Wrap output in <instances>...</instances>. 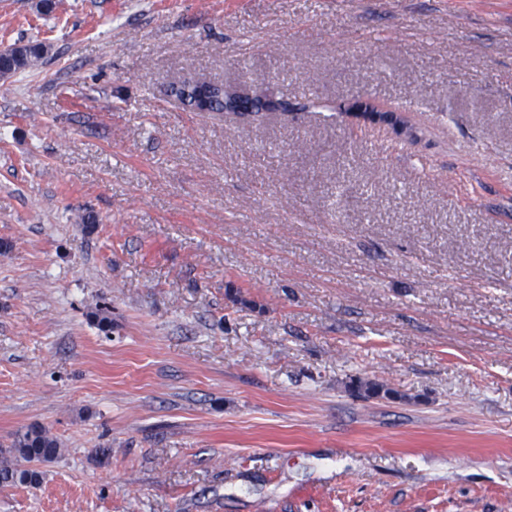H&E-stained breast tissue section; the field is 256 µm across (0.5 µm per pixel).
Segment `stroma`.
Here are the masks:
<instances>
[{
	"mask_svg": "<svg viewBox=\"0 0 512 512\" xmlns=\"http://www.w3.org/2000/svg\"><path fill=\"white\" fill-rule=\"evenodd\" d=\"M30 40L0 452L63 451L0 512H506L512 0H0V48ZM188 77L296 110L193 112Z\"/></svg>",
	"mask_w": 512,
	"mask_h": 512,
	"instance_id": "35a3bbf8",
	"label": "stroma"
}]
</instances>
